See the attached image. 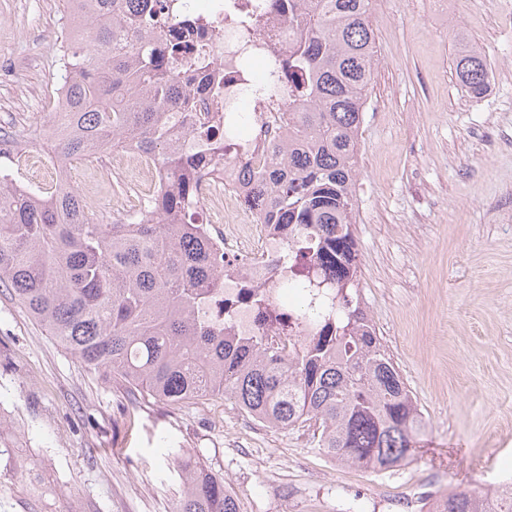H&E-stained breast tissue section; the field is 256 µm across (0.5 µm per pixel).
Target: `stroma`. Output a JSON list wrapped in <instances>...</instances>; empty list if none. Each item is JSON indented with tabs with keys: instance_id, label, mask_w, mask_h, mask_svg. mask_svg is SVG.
<instances>
[{
	"instance_id": "stroma-1",
	"label": "stroma",
	"mask_w": 512,
	"mask_h": 512,
	"mask_svg": "<svg viewBox=\"0 0 512 512\" xmlns=\"http://www.w3.org/2000/svg\"><path fill=\"white\" fill-rule=\"evenodd\" d=\"M361 125L359 294L425 427L399 467L343 465L308 432L229 399L172 409L88 371L0 287V512H175L180 464L223 477L238 512H421L411 492L512 478V0H376ZM64 0H0V131L15 180L50 187L51 44ZM485 51L487 93L452 69ZM489 68L482 47L459 29L455 40L453 71L460 87L472 97L482 96L488 90Z\"/></svg>"
}]
</instances>
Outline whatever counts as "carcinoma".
<instances>
[{
    "label": "carcinoma",
    "instance_id": "obj_1",
    "mask_svg": "<svg viewBox=\"0 0 512 512\" xmlns=\"http://www.w3.org/2000/svg\"><path fill=\"white\" fill-rule=\"evenodd\" d=\"M374 0H275L294 31L273 81L288 95V132L253 178L265 194V224L288 228L296 282L319 308L302 314L311 341L283 357L263 337L246 339L200 311L219 294L224 265L186 211L196 161L179 154L163 109L186 110L205 58L164 37L177 0H83L86 36L59 58L74 129L55 140L58 157L88 160L137 140L179 190L152 202L151 223L102 224L80 193L17 188L0 170V284L86 369L180 408L213 397L282 429L307 427L333 460L372 470L414 452L424 418L361 307L352 266L354 186L362 114L377 67ZM258 30L264 11L237 15ZM486 53L457 31L453 71L480 97ZM242 294L291 336L296 327L270 297ZM176 512H237L234 494L201 465L181 469ZM502 497L458 487L439 512H512Z\"/></svg>",
    "mask_w": 512,
    "mask_h": 512
}]
</instances>
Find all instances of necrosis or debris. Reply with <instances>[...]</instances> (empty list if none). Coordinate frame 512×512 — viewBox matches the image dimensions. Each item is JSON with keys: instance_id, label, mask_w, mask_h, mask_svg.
<instances>
[{"instance_id": "obj_1", "label": "necrosis or debris", "mask_w": 512, "mask_h": 512, "mask_svg": "<svg viewBox=\"0 0 512 512\" xmlns=\"http://www.w3.org/2000/svg\"><path fill=\"white\" fill-rule=\"evenodd\" d=\"M263 2V24L248 43L237 23L220 14L218 0H207L199 12L200 18L208 20V28H187L178 15L170 16L167 28L170 36L206 48L213 61L212 77L222 92L217 103L209 90L192 94L188 111L178 115L184 130L180 148L185 154H196L199 145L194 131L203 125L216 130L224 148L222 154L207 157L186 219L224 258L226 273L220 283V298L205 315L217 323L230 319L239 336H273L278 332L274 323L262 320L252 304L242 299V284L277 291L290 277L286 235L263 223L261 195L247 177L248 172L264 166L287 132L283 90L262 88L243 66L248 59L267 64L288 58L292 42L288 23L274 0ZM111 169L144 185L152 198L176 185L152 157L131 142L114 150ZM228 301L234 306L229 316L224 313Z\"/></svg>"}]
</instances>
